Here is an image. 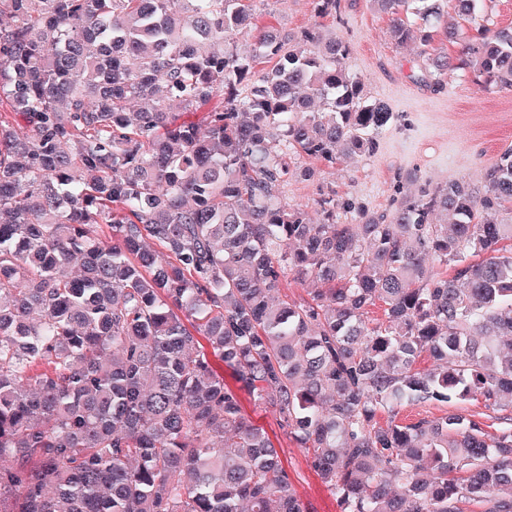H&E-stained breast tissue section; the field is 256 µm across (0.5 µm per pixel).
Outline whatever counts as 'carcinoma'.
<instances>
[{
	"label": "carcinoma",
	"mask_w": 512,
	"mask_h": 512,
	"mask_svg": "<svg viewBox=\"0 0 512 512\" xmlns=\"http://www.w3.org/2000/svg\"><path fill=\"white\" fill-rule=\"evenodd\" d=\"M252 2L0 0V512H309L241 392L340 512H512V415L493 434L456 412L397 421L512 409V149L479 186L389 215L327 195L312 222L280 199L303 173L288 154L372 152L391 112L340 36L255 27ZM372 2L401 44L460 42L423 60L435 82L452 67L512 91V27L481 23L480 0L452 22L447 0ZM290 276L310 299H280ZM459 412L465 415H476L481 417L485 424L491 426L486 428L490 433L495 432L496 428L503 426L502 420L496 418L508 414V411L493 410L486 408L482 400L466 401L454 406L448 405H427V406H407L400 410L398 421L402 423L415 422L424 417H441L448 412Z\"/></svg>",
	"instance_id": "carcinoma-1"
}]
</instances>
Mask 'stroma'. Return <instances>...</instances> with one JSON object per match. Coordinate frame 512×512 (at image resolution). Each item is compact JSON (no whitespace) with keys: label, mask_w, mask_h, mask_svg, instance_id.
Here are the masks:
<instances>
[{"label":"stroma","mask_w":512,"mask_h":512,"mask_svg":"<svg viewBox=\"0 0 512 512\" xmlns=\"http://www.w3.org/2000/svg\"><path fill=\"white\" fill-rule=\"evenodd\" d=\"M342 18L319 16L317 0H256L254 21L289 35L308 28L336 33L349 46L347 68L356 72L370 101L384 104L390 121L377 135L374 153L328 164L306 159L311 177H289L282 189L284 201L302 205L312 221H320L319 200L330 194L353 198L365 210L388 214L398 206L402 192L436 187L450 178L480 184L485 167L512 148V92L488 90L472 73L451 69L440 84L420 80V51L433 56H455L456 45L434 34L427 48L397 43L391 17L371 0H341ZM247 419L263 428L280 449L290 479L310 512H339L312 470L306 454L279 427L271 409L243 399ZM456 412L481 417L491 428L501 425L499 410L483 401L456 404ZM445 405L407 406L399 422L440 417L452 410Z\"/></svg>","instance_id":"stroma-1"}]
</instances>
